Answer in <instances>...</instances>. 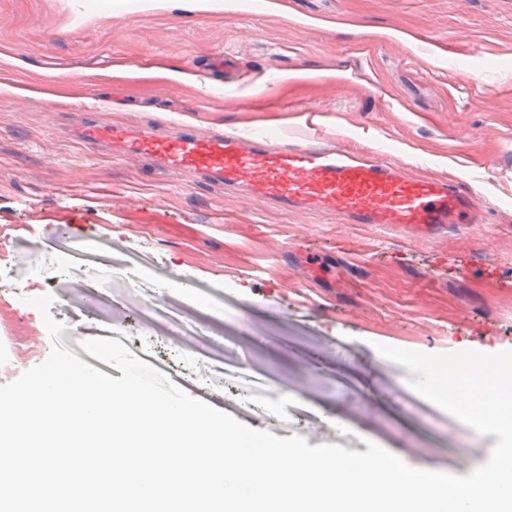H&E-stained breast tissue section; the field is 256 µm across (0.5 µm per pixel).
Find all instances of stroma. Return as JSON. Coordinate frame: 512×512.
<instances>
[{
	"label": "stroma",
	"mask_w": 512,
	"mask_h": 512,
	"mask_svg": "<svg viewBox=\"0 0 512 512\" xmlns=\"http://www.w3.org/2000/svg\"><path fill=\"white\" fill-rule=\"evenodd\" d=\"M312 110L323 140L472 190L480 223L423 242L72 136L293 145ZM0 229V384L47 358L26 300L51 294L62 345L110 377L82 340L121 341L251 428L468 475L496 436L377 347L512 350V0H0Z\"/></svg>",
	"instance_id": "obj_1"
}]
</instances>
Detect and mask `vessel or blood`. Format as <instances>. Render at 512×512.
Returning a JSON list of instances; mask_svg holds the SVG:
<instances>
[{
  "instance_id": "obj_1",
  "label": "vessel or blood",
  "mask_w": 512,
  "mask_h": 512,
  "mask_svg": "<svg viewBox=\"0 0 512 512\" xmlns=\"http://www.w3.org/2000/svg\"><path fill=\"white\" fill-rule=\"evenodd\" d=\"M83 142L130 156L151 155L174 172L199 170L257 199L302 213H328L348 224H375L428 241L449 225L476 223L478 199L443 179L418 177L393 162L359 159L310 137L280 146L265 136L200 134L183 128L157 139L142 127L96 122Z\"/></svg>"
}]
</instances>
